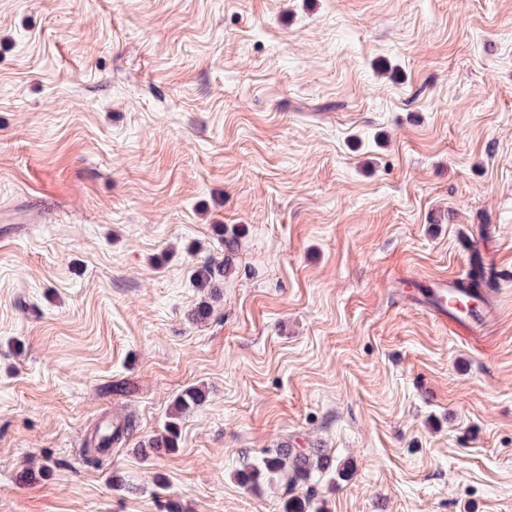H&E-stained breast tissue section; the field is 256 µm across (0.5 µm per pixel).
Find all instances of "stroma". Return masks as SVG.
I'll return each mask as SVG.
<instances>
[{
    "instance_id": "obj_1",
    "label": "stroma",
    "mask_w": 512,
    "mask_h": 512,
    "mask_svg": "<svg viewBox=\"0 0 512 512\" xmlns=\"http://www.w3.org/2000/svg\"><path fill=\"white\" fill-rule=\"evenodd\" d=\"M3 224L0 512H512V0H0ZM464 224L477 340L402 297ZM278 448L330 466L243 488ZM228 273L227 268L223 264H217L215 261L205 259L198 262L192 269L191 278L195 288L211 292L219 287L222 277ZM205 397V390L200 386L188 387L178 394L173 401L163 432L155 435L145 448H150L156 453L175 451L180 438L179 420L183 414L200 406ZM145 448H142V451ZM133 427V418H125L123 421L107 426V433L100 443L94 444V448H83L82 457L84 462L98 469L107 466L109 464L107 457L111 454L109 452L110 448L117 447L122 442V439L129 435Z\"/></svg>"
}]
</instances>
